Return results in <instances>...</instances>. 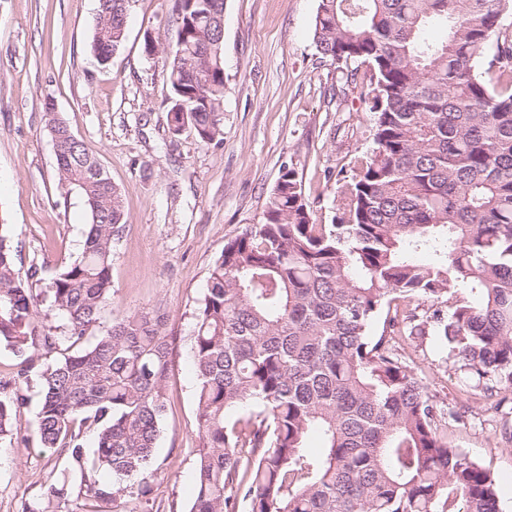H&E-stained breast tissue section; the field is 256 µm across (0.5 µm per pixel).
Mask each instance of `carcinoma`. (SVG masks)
<instances>
[{
  "mask_svg": "<svg viewBox=\"0 0 512 512\" xmlns=\"http://www.w3.org/2000/svg\"><path fill=\"white\" fill-rule=\"evenodd\" d=\"M127 4L99 0L101 64L125 38ZM509 11L512 0H319L316 48L373 114V146L336 179L330 224L315 223L284 165L264 221L211 266L195 312L189 512H498L490 473L444 439L462 413L428 393L395 336L429 326L469 376L512 392ZM222 17L224 0H177L162 49L170 125L204 143L222 136ZM48 116L64 135L59 183L84 195L91 223L80 257L38 292L0 224V346L23 358L13 396L0 398V442L18 438L30 352L41 351L34 435L64 466L22 512H72L75 498L109 512L133 488L152 493L177 337L158 312L130 314L52 356L99 323L125 219L107 173ZM416 298L429 303L420 318L407 309ZM51 316L67 334L38 325Z\"/></svg>",
  "mask_w": 512,
  "mask_h": 512,
  "instance_id": "cac0c4a2",
  "label": "carcinoma"
}]
</instances>
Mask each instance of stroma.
<instances>
[{
    "label": "stroma",
    "mask_w": 512,
    "mask_h": 512,
    "mask_svg": "<svg viewBox=\"0 0 512 512\" xmlns=\"http://www.w3.org/2000/svg\"><path fill=\"white\" fill-rule=\"evenodd\" d=\"M319 0H225L223 139L201 143L168 125L162 54L175 0H129L126 37L107 64L90 43L98 0H0V224L10 227L20 271L34 288L81 252L87 203L56 175L47 110H54L120 191L126 224L112 257V299L99 329L121 316L162 310L178 337L168 408L154 450L149 504L125 496L120 512H187L195 475L194 311L227 240L263 219L282 164L293 165L317 223H330L336 185L373 143L370 112L341 94L339 74L313 41ZM404 353L430 394L466 414L449 444L494 476L499 512H512V394L486 391L447 358L432 334ZM18 423L28 444L0 446V512H21L63 465L32 433L37 386Z\"/></svg>",
    "instance_id": "1"
}]
</instances>
